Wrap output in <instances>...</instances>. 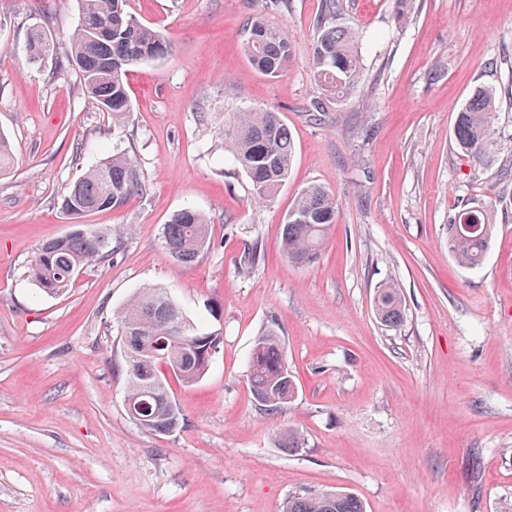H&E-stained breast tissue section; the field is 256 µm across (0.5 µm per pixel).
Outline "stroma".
<instances>
[{
    "label": "stroma",
    "instance_id": "35a3bbf8",
    "mask_svg": "<svg viewBox=\"0 0 512 512\" xmlns=\"http://www.w3.org/2000/svg\"><path fill=\"white\" fill-rule=\"evenodd\" d=\"M321 4L288 0L273 14L294 61L272 79L243 49L262 0H128L173 50L128 73L134 116L118 125L74 70H58L77 0H0V133L15 156L0 175V512H282L289 496L325 490L365 512L512 506V0H341L362 77L314 122L321 89L307 60ZM36 27L57 52L33 62ZM480 87L497 112L475 164L453 130ZM266 107L295 154L280 192L257 204L221 129L225 113ZM84 143L93 161L136 156L149 190L84 216L127 233L50 296L27 271L70 229L58 197ZM311 184L338 212L318 261L299 267L279 252L280 226ZM474 205L496 235L469 269L453 260L448 220ZM187 207L211 219L212 245L190 266L162 247L164 224ZM256 242L265 260L243 271ZM386 282L405 308L394 329L373 307ZM148 286L223 336L198 383L169 378L184 418L169 434L141 429L124 405L115 314ZM273 323L297 383L274 417L247 382L253 341ZM289 425L304 437L294 451L278 437Z\"/></svg>",
    "mask_w": 512,
    "mask_h": 512
}]
</instances>
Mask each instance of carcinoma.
<instances>
[{
  "label": "carcinoma",
  "mask_w": 512,
  "mask_h": 512,
  "mask_svg": "<svg viewBox=\"0 0 512 512\" xmlns=\"http://www.w3.org/2000/svg\"><path fill=\"white\" fill-rule=\"evenodd\" d=\"M80 18L70 34V52L60 70L70 66L79 72L82 91L102 111L112 115V123L132 121L126 85L130 68L163 57L171 49L156 28L142 24L127 10V0H79ZM288 0H265L263 11L255 14L245 30L243 44L251 65L260 73L278 77L293 60V38L288 30L268 22L266 15L280 13ZM339 0H323L316 21L308 66L323 91L313 111H325L326 102L345 97L361 80L358 34L338 23ZM112 30L101 37L97 30ZM50 51V38L37 28L29 41V56L39 59ZM496 112L495 97L487 89L476 91L457 112L454 137L461 154L475 163L485 161L490 142L488 132ZM224 137L229 139L233 161L246 174L254 202L275 196L288 180L293 160V144L276 108L230 112L224 117ZM14 166L8 139L0 134V172ZM146 192L145 174L136 158L127 152L112 155L85 168L60 195L62 213L79 218L87 214L116 210L132 197ZM338 205L331 191L309 185L295 197L281 228L280 252L289 262L314 264L321 253L327 232L336 222ZM207 217L193 208H184L164 225L162 242L168 258L191 265L208 250L211 238ZM494 225L485 207L458 211L448 224V245L455 261L467 268L482 264L489 250ZM123 231H97L87 224H74L66 234L43 242L28 273L38 288L61 295L71 287L82 269L112 254V240H121ZM264 258L255 243L240 257V267H256ZM377 318L386 327L400 325L404 306L397 288L383 284L374 297ZM123 336L127 387L125 405L129 417L142 428L172 433L183 424L179 407L171 406L172 396L160 367L174 371L185 385H193L208 372L214 353L223 342L220 333L205 332L186 317L177 302L163 288H145L136 293L116 314ZM248 383L253 399L264 411L277 413L295 396L297 386L288 372L287 354L279 328L272 324L255 340L249 360ZM302 434L288 427L280 432L281 446L302 447ZM283 512H364L353 494L323 491L292 495Z\"/></svg>",
  "instance_id": "obj_1"
}]
</instances>
